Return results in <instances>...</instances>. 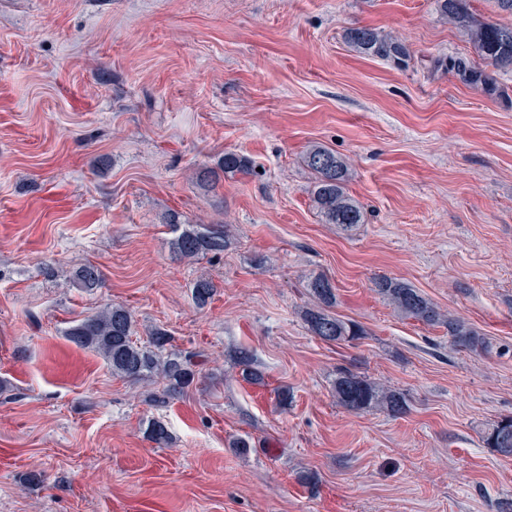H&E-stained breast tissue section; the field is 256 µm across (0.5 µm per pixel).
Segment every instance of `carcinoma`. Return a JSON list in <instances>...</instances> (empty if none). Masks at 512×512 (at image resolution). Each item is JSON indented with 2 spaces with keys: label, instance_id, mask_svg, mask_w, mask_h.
I'll return each mask as SVG.
<instances>
[{
  "label": "carcinoma",
  "instance_id": "obj_1",
  "mask_svg": "<svg viewBox=\"0 0 512 512\" xmlns=\"http://www.w3.org/2000/svg\"><path fill=\"white\" fill-rule=\"evenodd\" d=\"M470 0H435L436 10L453 24L472 46L483 66L475 65L466 57H448L436 60L437 66L456 76L466 85L481 89L496 98H508L509 89L499 84L492 70L512 72V25L480 20L471 11ZM345 42L359 55L391 60L407 65L411 58L408 46L392 33L375 27L358 26L347 29ZM304 165L314 174L311 203L321 221L334 224L349 233L364 223L361 204L349 194L351 169L348 161L335 151L322 146H310L302 157ZM251 160L237 153H226L214 167L201 169L197 178L204 184H215L221 176L251 172ZM179 234L172 240L173 252L182 259L193 260L207 255H219L230 246L227 225L185 224L180 216L167 217ZM69 282L87 291L103 284L102 273L93 264L76 268ZM374 286L381 297L400 315L428 326L443 325L453 346L471 352L488 348L485 337L460 318L447 317L429 299L413 286L389 277H381ZM307 288L312 305L303 313L309 331L327 343H339L363 334L358 325L346 322L329 311L336 303L335 288L323 274L308 279ZM216 291L210 278L200 277L193 283L191 296L196 307H205ZM135 321L131 312L121 305H111L73 322L66 336L76 346L90 350L106 362L112 374L130 380L158 377L165 381L159 394H151L149 401L165 404L180 396L195 381L194 355H180L168 351L171 334L160 326L148 330L146 344L133 340ZM336 403L360 411L378 408L394 417L407 412L405 395L379 382L348 371L338 373L333 382ZM149 438L158 445H166L172 437L161 420L148 424ZM486 444L501 455L512 456V423L498 422L487 433Z\"/></svg>",
  "mask_w": 512,
  "mask_h": 512
}]
</instances>
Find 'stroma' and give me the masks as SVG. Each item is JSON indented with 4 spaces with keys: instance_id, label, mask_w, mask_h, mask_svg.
<instances>
[{
    "instance_id": "35a3bbf8",
    "label": "stroma",
    "mask_w": 512,
    "mask_h": 512,
    "mask_svg": "<svg viewBox=\"0 0 512 512\" xmlns=\"http://www.w3.org/2000/svg\"><path fill=\"white\" fill-rule=\"evenodd\" d=\"M402 37L401 67L347 28ZM435 0H0V512H500L512 457V104L432 70L472 56ZM345 157L364 222L322 223L301 161ZM251 174L202 187L224 153ZM229 225L218 256L177 261L163 218ZM103 274L87 293L65 277ZM55 276H47L45 267ZM363 336L307 329L309 276ZM388 276L490 342L399 315ZM218 285L196 309L193 282ZM160 325L198 376H114L67 340L106 305ZM248 352L263 384L239 365ZM348 370L405 393L406 413L350 411ZM288 389L287 403L275 390ZM163 421L169 446L152 442ZM245 438L248 448L233 447ZM41 481H31V474ZM503 421L497 422L491 428L485 441L501 455L510 457L512 456V419H510V424H503Z\"/></svg>"
}]
</instances>
